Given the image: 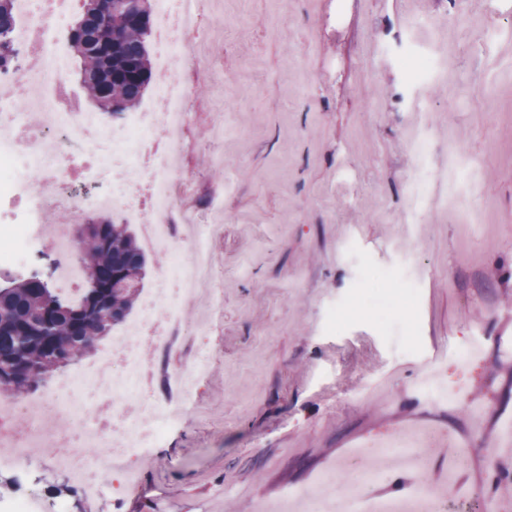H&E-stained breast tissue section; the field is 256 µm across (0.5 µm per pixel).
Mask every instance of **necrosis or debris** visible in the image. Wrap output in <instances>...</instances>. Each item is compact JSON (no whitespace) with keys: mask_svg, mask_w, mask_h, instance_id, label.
<instances>
[{"mask_svg":"<svg viewBox=\"0 0 512 512\" xmlns=\"http://www.w3.org/2000/svg\"><path fill=\"white\" fill-rule=\"evenodd\" d=\"M161 35L159 64L166 73L142 112L129 113L124 124L106 131L98 113L69 108L64 93L67 62L59 34L69 15L57 0H15L12 42L40 56L39 68H23L0 94V272L20 275L28 256L40 245L58 257L55 283L65 289L80 284L83 271L74 256L72 225L88 210L118 211L143 224L168 262L157 285L145 297L138 316L117 336L112 350L97 362L49 388L38 399L0 400V470H26L34 448H55L54 465L77 484L100 512L118 506L121 491L132 484L129 461L150 457L168 429L194 414L196 384L209 355L199 350L183 357L186 339L182 312L202 301L206 313L223 306L212 261L210 224H190L178 192L187 176L176 165L179 131L188 120V92L171 60L187 58L188 37L199 22L201 0H154ZM142 175L132 178L131 165ZM43 173L40 185L25 178L29 167ZM101 171L112 190L93 196L78 190L76 169ZM50 212L67 221L48 224ZM98 408L100 420L88 425L79 413L85 404ZM25 415L23 435L6 438L5 424ZM422 435L398 437L402 461L421 483L412 498L423 512H443L448 492L434 490L428 459L419 451ZM100 452L88 456L87 447ZM117 472L118 490H105L98 473ZM303 512H385L384 503L362 494H338L334 472L315 487L284 494L275 512H290L295 501Z\"/></svg>","mask_w":512,"mask_h":512,"instance_id":"1","label":"necrosis or debris"}]
</instances>
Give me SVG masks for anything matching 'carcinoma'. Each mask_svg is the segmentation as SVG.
Instances as JSON below:
<instances>
[{
	"label": "carcinoma",
	"mask_w": 512,
	"mask_h": 512,
	"mask_svg": "<svg viewBox=\"0 0 512 512\" xmlns=\"http://www.w3.org/2000/svg\"><path fill=\"white\" fill-rule=\"evenodd\" d=\"M144 2L141 22L116 18L111 0H86L70 35L84 88L105 111L135 108L152 81L147 44L152 3ZM13 22L14 0H0V72L18 59L9 39ZM79 254L87 285L76 298L42 287L32 276L0 277V368L10 369L4 390L23 392L44 382L131 314L143 288L146 257L129 226L108 220L84 225Z\"/></svg>",
	"instance_id": "obj_1"
}]
</instances>
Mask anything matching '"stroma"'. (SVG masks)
<instances>
[{"mask_svg":"<svg viewBox=\"0 0 512 512\" xmlns=\"http://www.w3.org/2000/svg\"><path fill=\"white\" fill-rule=\"evenodd\" d=\"M191 40L179 164L223 225L224 310L188 338L213 354L195 417L119 512H256L328 470L345 491L352 447L423 429L433 478L512 512V0H206ZM431 372L458 399L419 395ZM462 446L481 480L449 472ZM53 455L0 497L92 512Z\"/></svg>","mask_w":512,"mask_h":512,"instance_id":"obj_1","label":"stroma"}]
</instances>
